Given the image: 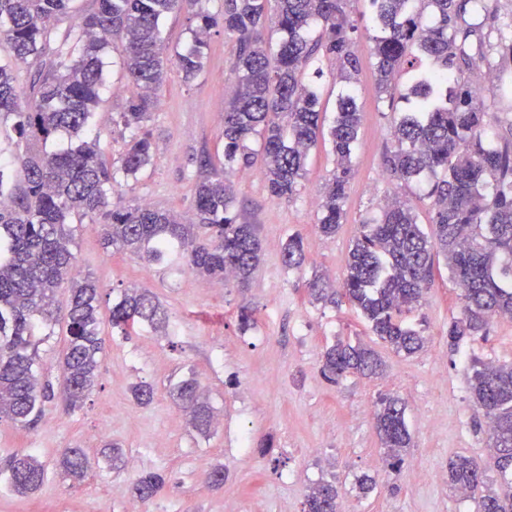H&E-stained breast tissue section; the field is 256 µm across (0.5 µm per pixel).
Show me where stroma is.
<instances>
[{"instance_id": "stroma-1", "label": "stroma", "mask_w": 512, "mask_h": 512, "mask_svg": "<svg viewBox=\"0 0 512 512\" xmlns=\"http://www.w3.org/2000/svg\"><path fill=\"white\" fill-rule=\"evenodd\" d=\"M358 21L356 103L362 115L344 222L326 238L317 229L322 188L334 157L324 146L310 154L304 188L292 200L272 199L259 167L236 171L234 210L254 225L261 262L248 287L231 284L202 289L201 278L167 264H144L134 256L103 248L97 226L83 220L73 230L76 269L95 278L102 293L101 315L127 287L149 288L167 310V332L141 326L122 335L103 323L105 352L98 383L85 404L66 414L47 404L32 429L0 424V512H127L131 486L141 473H162L167 485L145 512H302L310 487L336 480L353 512H475L473 499L458 497L448 484V461L460 454L485 459L490 438L470 398L472 361L512 362V320H496L488 336L448 346V326L459 317L460 291L445 262H436L421 305L409 321L426 338L412 357L393 351L374 336L347 302L322 304L307 292L316 276L341 285L346 261L361 222L374 215L385 196L410 199L423 229H430L426 185H402L383 170L394 145L391 113L382 111L374 80L371 7L351 0ZM230 48L222 27L212 29L204 68L192 84L171 72L149 129L157 145L151 165L122 181V202L188 213L192 184L201 160L217 158L224 144L225 88ZM120 63L108 67V84L97 115L102 153L118 157L124 133L115 125L128 93ZM300 235L307 260L287 268L283 247ZM249 312V326L240 323ZM343 339L372 348L382 361L380 375L350 374L326 381L319 370L327 345ZM208 393L217 424L210 437L192 432L171 393V382L187 373ZM154 387L150 404L138 405L131 387ZM399 396L412 437L399 473L380 477L376 491L360 496L355 479L375 472L383 455L373 423L378 402ZM118 442L122 467L112 470L102 448ZM85 448V480L65 479L56 468L60 454ZM36 455L49 468L34 494L20 496L3 476L10 457ZM223 466L224 484L212 487L208 473Z\"/></svg>"}]
</instances>
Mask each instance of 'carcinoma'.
<instances>
[{"label": "carcinoma", "mask_w": 512, "mask_h": 512, "mask_svg": "<svg viewBox=\"0 0 512 512\" xmlns=\"http://www.w3.org/2000/svg\"><path fill=\"white\" fill-rule=\"evenodd\" d=\"M73 2L0 0V40L11 50L10 61H0V128L10 129L19 148L17 168L0 163V423L14 428L34 427L53 401L65 412L82 407L97 383L101 293L90 276L73 273V217L106 214L99 233L107 249L244 287L260 264L261 247L254 226L239 223L232 212L234 189L227 175L260 159L271 198L290 200L301 193L308 154L320 134L318 79L323 63H332L343 83L327 132L336 168L317 221L319 232L331 237L343 223L361 123L353 37L358 27L350 0H224L220 18L199 8L202 0H97V8L78 14L58 39L52 21L70 12ZM369 2L377 92L387 111L399 113L396 146L383 165L390 178L406 185L428 183L433 232L421 229L411 200L387 199L376 216L360 224L342 297L374 335L411 357L424 348L425 337L408 315L420 304L436 256H443L460 290L461 316L448 327L450 345L486 334L497 314L512 316V126L501 136L490 132L489 112L472 75L496 68L494 46L469 15L484 13L491 28L500 18L488 11L487 0ZM179 10L192 12L197 25L191 44L170 55L161 22ZM270 11L280 34L274 45L262 35ZM219 25L231 42L236 76L224 108L222 166L195 182L189 217L111 201L118 176L134 179L152 160L147 123L161 104L169 72L175 69L185 83L193 82L203 70L208 34ZM116 40L132 90L115 120L128 139L112 163L101 153L96 124L105 58ZM51 43L55 59L35 70L27 98L15 70ZM402 73L407 85L401 90L396 79ZM307 74L312 78L305 79ZM63 135L76 145L48 148ZM283 262L302 268V237H288ZM309 291L317 302L336 303V289L318 277ZM62 297L67 330L55 385L41 379L38 350ZM111 322L123 330L147 323L164 332L169 315L149 289L126 288L112 305ZM380 371L381 361L370 349L341 339L326 347L320 368L331 382ZM468 388L487 420L492 453L486 462L469 456L450 460L448 482L470 494L477 512H512V362H473ZM173 396L190 427L210 436L215 413L197 379L178 382ZM374 419L386 464L397 472L411 444L405 405L387 395ZM57 466L81 480L87 454L67 448ZM6 471L8 488L17 494L37 491L47 478L31 454L12 456ZM164 486L162 475L148 473L135 479L132 491L147 502ZM340 498L335 483L319 482L306 494L303 512H340Z\"/></svg>", "instance_id": "1"}]
</instances>
